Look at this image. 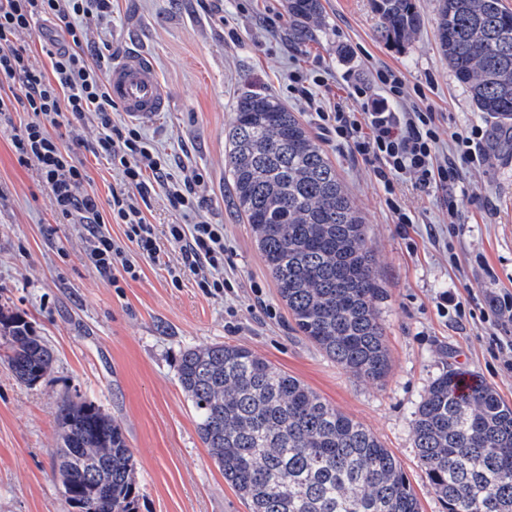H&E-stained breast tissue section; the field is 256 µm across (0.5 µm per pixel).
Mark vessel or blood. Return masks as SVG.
Here are the masks:
<instances>
[{
    "label": "vessel or blood",
    "mask_w": 512,
    "mask_h": 512,
    "mask_svg": "<svg viewBox=\"0 0 512 512\" xmlns=\"http://www.w3.org/2000/svg\"><path fill=\"white\" fill-rule=\"evenodd\" d=\"M107 86L112 99L135 121L166 111L169 97L152 60L131 55L111 66Z\"/></svg>",
    "instance_id": "1"
}]
</instances>
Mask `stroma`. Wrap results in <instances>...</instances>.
I'll return each instance as SVG.
<instances>
[{"label": "stroma", "instance_id": "1", "mask_svg": "<svg viewBox=\"0 0 512 512\" xmlns=\"http://www.w3.org/2000/svg\"><path fill=\"white\" fill-rule=\"evenodd\" d=\"M322 4L312 40L299 46L288 40L287 0H114L111 20L84 22L89 41L113 60L130 53L152 59L169 109L141 122V131L175 172L199 177L203 205L183 212L160 191L146 217L160 228L201 220L223 225L224 265L239 283L234 297L204 295L190 278L173 286L161 266L146 260L139 279L113 288L87 259L84 225L56 214L35 163L19 162L10 130H0V306L22 314L53 353L49 376L28 387L0 346V512H68L51 456L57 407L66 398L94 403L120 424L137 461L138 512H249L201 441L177 379L184 350L224 342L255 350L370 428L407 473L423 512H445L419 465L411 422L430 382L451 368L481 376L512 405V372L493 357L491 322L459 325L435 306L443 292L512 290V159L487 154L464 166L458 234L442 193L405 186L416 224L403 239L370 166L323 133L315 113L290 93V73L322 69L340 95L353 79L372 82L379 65L401 70L441 114L443 156L452 152L453 133L489 121L438 50L435 0H415L422 27L398 42L382 37L371 0ZM248 89L275 95L306 121L364 217L387 292L378 305L392 364L384 382L347 373L297 335L234 206L226 135L236 99ZM74 158L108 213L118 170L82 148ZM479 255L485 266L477 265ZM256 284L274 318L256 311Z\"/></svg>", "mask_w": 512, "mask_h": 512}]
</instances>
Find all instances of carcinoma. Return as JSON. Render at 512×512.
I'll list each match as a JSON object with an SVG mask.
<instances>
[{
  "instance_id": "carcinoma-1",
  "label": "carcinoma",
  "mask_w": 512,
  "mask_h": 512,
  "mask_svg": "<svg viewBox=\"0 0 512 512\" xmlns=\"http://www.w3.org/2000/svg\"><path fill=\"white\" fill-rule=\"evenodd\" d=\"M382 36L417 33L413 0H372ZM288 38L312 37L320 0H288ZM435 37L472 105L490 119L486 151L512 157V11L502 0H436ZM228 132L233 200L250 224L295 330L342 369L381 382L391 369L377 314L385 299L364 219L325 150L273 95L246 91ZM0 343L23 384L53 353L18 314ZM178 381L197 431L249 512H421L393 454L362 423L243 345L186 349ZM53 449L77 512H137L136 460L119 423L87 401L57 408ZM420 466L448 512H512V407L477 375L435 378L412 421Z\"/></svg>"
}]
</instances>
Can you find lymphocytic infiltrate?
I'll list each match as a JSON object with an SVG mask.
<instances>
[{"mask_svg":"<svg viewBox=\"0 0 512 512\" xmlns=\"http://www.w3.org/2000/svg\"><path fill=\"white\" fill-rule=\"evenodd\" d=\"M112 15V0H0V77L17 83L21 103L0 96V120L11 127V144L20 161L36 160L38 178L65 218L80 216L88 232L87 256L95 270L112 285L140 276V260L161 264L173 285L192 277L209 296L233 294L235 283L224 273V227L200 221L170 224L158 233L142 207L157 190H164L173 208L196 210L201 205L195 179L173 173L169 161L141 135L137 127L116 124L117 105L106 85L108 61L87 40L82 21L87 17L106 19ZM53 17L63 22L61 34L43 42L41 51L49 68L34 61L29 45L21 38L35 21ZM375 81L383 91L373 98L364 81L349 87L345 99L332 109L318 110L321 127L328 135L346 143L354 156L370 164L382 188L384 203L397 224L409 227L410 212L402 204L399 186L413 179L416 188L430 193L454 191L463 165L478 162L484 138L482 127L455 133L453 156L437 159L441 127L438 112L424 105L404 112L391 109L402 98L405 80L401 71L377 70ZM29 112V121L14 123L16 108ZM92 118L98 135L89 150L120 171L122 185L112 191L109 216H102L96 195L89 192V175L76 163L72 150L63 148L58 129L72 120ZM121 225L122 239L104 232V220ZM179 250L176 261L164 260L162 243ZM440 311H452L455 322L474 317L488 307L494 324L501 329L495 337L497 356L512 372V292L503 290L486 299L475 294L464 298L440 295Z\"/></svg>","mask_w":512,"mask_h":512,"instance_id":"obj_1","label":"lymphocytic infiltrate"}]
</instances>
